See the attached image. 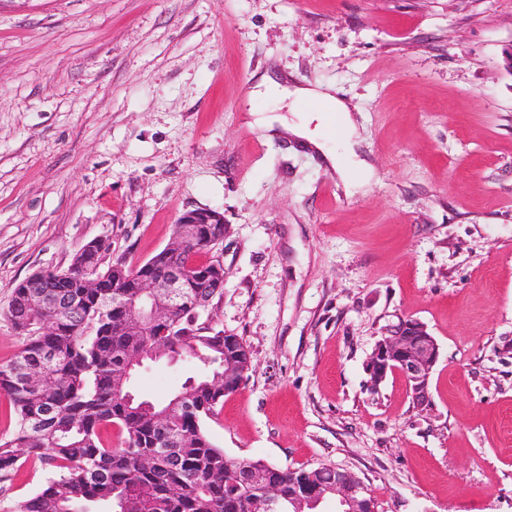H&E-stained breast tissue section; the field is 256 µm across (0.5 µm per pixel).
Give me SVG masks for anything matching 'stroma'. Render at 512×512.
<instances>
[{
    "instance_id": "35a3bbf8",
    "label": "stroma",
    "mask_w": 512,
    "mask_h": 512,
    "mask_svg": "<svg viewBox=\"0 0 512 512\" xmlns=\"http://www.w3.org/2000/svg\"><path fill=\"white\" fill-rule=\"evenodd\" d=\"M512 0H0V365L14 287L94 239L137 265L185 211L226 231L208 321L253 368L205 427L232 458L359 477L377 512H512ZM333 87L372 175L253 114L269 68ZM402 319L439 348L427 405L367 361ZM195 363L148 362L159 400ZM46 473L0 479V512Z\"/></svg>"
}]
</instances>
